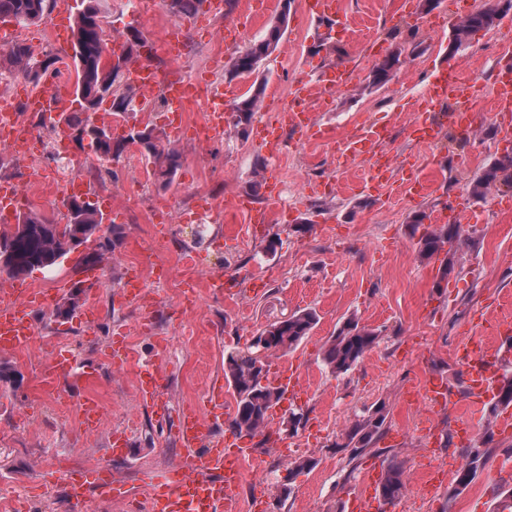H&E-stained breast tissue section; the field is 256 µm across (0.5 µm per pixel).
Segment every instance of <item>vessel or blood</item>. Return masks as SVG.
Returning a JSON list of instances; mask_svg holds the SVG:
<instances>
[{
	"instance_id": "obj_1",
	"label": "vessel or blood",
	"mask_w": 512,
	"mask_h": 512,
	"mask_svg": "<svg viewBox=\"0 0 512 512\" xmlns=\"http://www.w3.org/2000/svg\"><path fill=\"white\" fill-rule=\"evenodd\" d=\"M71 13L69 0H55L51 17L53 31L60 40L69 37ZM352 75V68L345 64L328 68L315 82L297 83L293 98L295 102L311 104L313 110L324 109L331 93L346 88ZM233 95V89L219 84L213 83L208 87L206 123L213 136L219 137L224 133L223 103ZM50 97L55 98L58 111L70 110L72 100L69 93L53 95L45 88L31 87L22 94L27 110L34 113L41 112L43 101ZM422 97L423 110L417 113L414 124L417 136L438 137L440 126L434 114L441 110L447 111L449 123L462 126L471 124L477 90L473 84L461 79L458 69H441L427 84ZM10 109V104L0 105V146L14 153H23L29 147L28 128L11 116ZM314 128L310 112H298L289 106L278 112L275 122L262 126L260 145L268 156L277 157L285 149V130L291 129L306 136ZM340 143L344 152L368 157V179L373 188H380L389 181L392 160L384 149V130L370 125L358 134L341 138ZM45 304L40 290L22 282L0 290L1 355H12L29 347L35 334L30 311ZM462 349L467 353L465 376L468 399L459 413L455 428L459 436L473 434L478 429V415L492 400L505 364L512 362L510 347L494 348L469 341L463 344ZM160 373V367L153 365L140 370V396L150 404L159 419L172 420L185 454L181 466L169 471L164 481L150 485L148 495L142 502V512H238L245 481L244 464L252 457L253 451L236 437L217 434V412L224 407L223 397L212 399V411L208 416L195 412L171 415L169 394ZM64 380L70 381L73 387L83 426L89 430L95 429L103 414V407L95 393L99 382L97 369L90 367L74 371L72 358L60 355L49 366L43 383L51 386ZM269 384L285 402L307 390L296 366L290 362L275 367ZM405 400L410 404L437 403L444 407L456 403L452 386L447 377L440 373L427 376L420 387L407 388ZM378 479L375 473L364 475L353 499L354 512H382L375 493ZM67 493L73 505L78 507L91 494L104 500H116L129 497L131 491L126 484L113 477L110 467L103 466L70 477Z\"/></svg>"
}]
</instances>
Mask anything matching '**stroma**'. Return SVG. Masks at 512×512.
<instances>
[{"label":"stroma","mask_w":512,"mask_h":512,"mask_svg":"<svg viewBox=\"0 0 512 512\" xmlns=\"http://www.w3.org/2000/svg\"><path fill=\"white\" fill-rule=\"evenodd\" d=\"M344 23L326 26L322 17L308 13L304 0H294L285 34L278 49L262 65L266 88L263 107L246 135L226 126L223 138L205 144H183V158L174 184L158 189L151 166L138 146H129L99 169L112 172V198L117 206L115 223L125 228V239L99 270L105 282L96 298L79 294L78 308L96 303L101 314L92 323L70 318L51 321L50 311L33 314L36 339L31 349L17 353L9 363L12 382L0 387V487L27 492L37 512H131L132 501L104 503L89 498L75 510L63 492L65 473L56 459H68L77 468L110 464L125 478L136 498H144L143 474L164 475L183 457L180 441L168 423L140 402L135 383L138 367L159 363L177 407L207 411L216 387L234 400L224 375L229 353L246 354L253 336L267 325L296 311L315 308L320 321L288 354H270L276 365L287 358L298 363L310 383L306 397L280 405L273 436L251 438L254 450L242 490L241 512H351L350 502L369 466L385 468L390 460L402 461L407 470L405 489L386 512H499L498 485L511 475L512 434L493 431L491 442L482 433L458 441L452 433L454 410L437 413L433 422L445 443L439 461L463 466L470 445L487 443L489 459L476 480L461 494L447 491L427 495L420 486L419 464L425 442L417 428L420 414L400 407L403 389L419 382L425 373L447 375L458 396H465V371L453 353L461 341L482 330L496 314L512 315V211L497 208V200L512 199V189L500 187L485 200L469 193L474 178L495 158L507 152L506 136L486 114L493 102L494 80L501 65L512 61V40L494 29L458 52L449 43L452 15L449 0L425 10L414 0L413 14H404L400 0H345ZM108 33L118 36L134 26L158 40L170 24L181 28L182 56L171 60L157 50L151 64L159 72L202 73L230 88H249V76L229 78L224 69H210L214 56L230 60L245 46L263 38L273 23L279 0H268L255 21L241 20L242 4L219 17L186 18L165 5L137 12L135 0H105ZM238 23L235 42L223 40L224 26ZM406 44L404 61L384 87L369 83L375 64L396 44ZM348 64L356 78L336 93L326 112L318 116L321 139L299 137L286 131L287 150L278 159L263 152L257 129L289 103L295 84L315 79L322 69ZM459 66L478 90V125L467 136L442 131L436 144L423 146L409 137L407 125L421 108V95L436 70ZM386 127L387 149L397 164L410 163L434 183L432 192L414 197L407 191L405 171L371 192L364 180L368 162L343 156L332 149L330 137H342L361 124ZM0 180L32 188L31 207L56 218L53 191L33 184L29 160L5 156ZM275 172L279 180L299 185L287 219L272 215L264 230L252 232L247 245L226 239L228 225L245 226L246 213L234 220L214 216L205 225L194 249L195 272L219 273L239 288L228 299L198 291L195 301L179 292L183 278L180 246L193 237L184 224H169L164 238H156L153 214L163 209L187 213L203 193L216 206L248 196L255 165ZM463 208L458 222L467 239L447 286L436 289L438 266L417 256L418 234L409 226L417 213L433 215L449 204ZM477 210L483 221L469 223L466 211ZM155 254L170 271L168 279L148 282L147 298L153 304L151 324L124 300L125 269ZM266 283L259 295L247 291L252 279ZM357 317L374 329L378 340L360 363L347 374L334 375L325 366L323 351L340 323ZM127 338L128 357L114 365L106 356L112 336ZM73 357L77 365L95 366L100 373L98 393L106 416L101 429L87 433L78 418L76 400L66 387L44 391L40 380L58 355ZM385 406V433L376 447L350 460L343 446L350 422ZM298 413L302 421L289 430L288 418ZM128 434L127 455H112L113 432ZM311 457L314 469L289 475V463ZM290 493H283V485Z\"/></svg>","instance_id":"1"}]
</instances>
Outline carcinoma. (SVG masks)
Instances as JSON below:
<instances>
[{"mask_svg":"<svg viewBox=\"0 0 512 512\" xmlns=\"http://www.w3.org/2000/svg\"><path fill=\"white\" fill-rule=\"evenodd\" d=\"M205 0H168L167 7L175 14L190 17L202 9ZM85 8L76 11L73 32L75 51L74 69L76 73L75 92L79 109L66 112L53 121V125H63L74 133V141L83 144V137L90 139L89 147L101 160L110 161L119 157L125 150V138L115 139L112 133L102 126H91V114L96 112L106 99L105 93L112 90L118 80L113 71L112 55L106 31L102 27L105 10L102 0H84ZM291 0H284V9L275 25L265 37L249 44L231 58L228 73L232 77L255 73L261 62L277 50L288 25ZM50 0H0V16L12 15L19 25L39 22L49 12ZM512 14V0H489L486 6L461 19L453 25L451 48L455 51L470 44L481 30H492ZM142 32L137 28H127L122 34V63L140 56L138 37ZM405 46L399 44L375 65L370 78L371 84L382 87L390 82L402 64L401 57ZM53 57L45 51L37 57L31 46L14 42L0 52V72L6 71L16 77L39 84L46 75L41 68L43 60ZM265 87L255 82L249 90L233 101V126L239 132H246L255 112L260 108ZM142 154L155 164L153 176L159 188L165 190L175 181L181 166L182 154L172 146L167 136L155 128L144 127L140 132ZM500 185L512 187V153L495 158L470 185V195L483 200L487 194ZM71 206L67 226L55 224L40 213L31 210L18 216L13 232L0 234V262L4 263L9 279L25 276L35 270L56 268L67 255L81 245L95 239L97 250L82 257L84 264L94 266L103 256L112 254L125 238L120 224L103 227V218L93 204H86L79 197L67 200ZM466 244L461 225L443 224L427 233L417 242L420 260L430 262L444 255L439 267L440 280H446L455 272L457 254ZM314 309H303L278 321L262 331L253 341L254 348L263 352H286L298 346L318 323ZM378 335L370 328L350 317L332 336L323 352L324 364L335 375L345 374L354 368L364 355L374 346ZM224 374L236 395V408L232 427L237 435L250 438L261 435L268 426L269 411L279 403L280 394L263 383L267 365L262 357L252 354L241 356L229 354L224 361ZM512 405V377H503L497 397L488 408L489 415L496 417L500 409ZM386 420V409L379 405L368 418L357 419L346 433L342 447L350 449V459H356L366 448L378 441ZM487 462L486 451L471 448L467 460L454 479L450 494L466 489L477 477ZM405 471L402 464L389 462L383 472L378 488L380 497L397 501L404 489Z\"/></svg>","mask_w":512,"mask_h":512,"instance_id":"carcinoma-1","label":"carcinoma"}]
</instances>
